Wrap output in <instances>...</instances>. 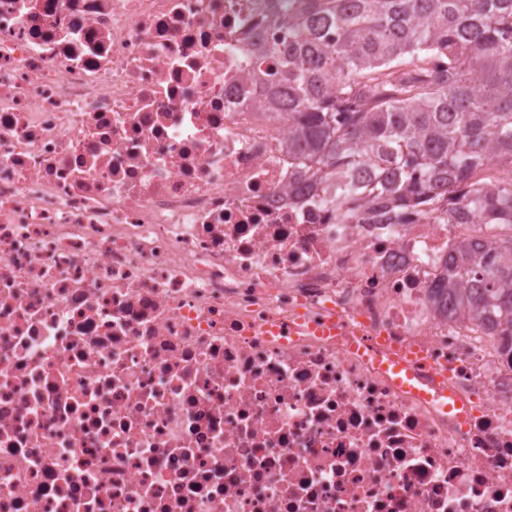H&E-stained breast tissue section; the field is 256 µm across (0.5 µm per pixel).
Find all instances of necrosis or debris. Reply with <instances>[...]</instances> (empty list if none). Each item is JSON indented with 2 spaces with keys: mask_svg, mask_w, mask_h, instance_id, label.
I'll list each match as a JSON object with an SVG mask.
<instances>
[{
  "mask_svg": "<svg viewBox=\"0 0 512 512\" xmlns=\"http://www.w3.org/2000/svg\"><path fill=\"white\" fill-rule=\"evenodd\" d=\"M294 4L0 0V512H512V335L433 298L495 232L289 200Z\"/></svg>",
  "mask_w": 512,
  "mask_h": 512,
  "instance_id": "necrosis-or-debris-1",
  "label": "necrosis or debris"
}]
</instances>
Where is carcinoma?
<instances>
[{
  "mask_svg": "<svg viewBox=\"0 0 512 512\" xmlns=\"http://www.w3.org/2000/svg\"><path fill=\"white\" fill-rule=\"evenodd\" d=\"M267 89L288 160L341 224L512 225V0H299ZM435 297L512 325V233L462 243Z\"/></svg>",
  "mask_w": 512,
  "mask_h": 512,
  "instance_id": "1",
  "label": "carcinoma"
}]
</instances>
